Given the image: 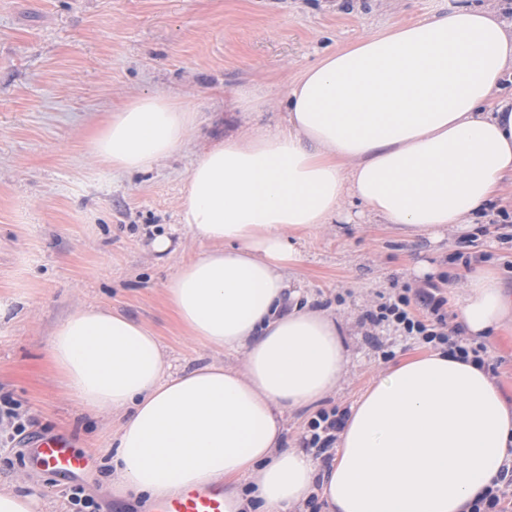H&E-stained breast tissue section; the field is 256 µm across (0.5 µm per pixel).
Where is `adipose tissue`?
Here are the masks:
<instances>
[{
  "instance_id": "adipose-tissue-1",
  "label": "adipose tissue",
  "mask_w": 512,
  "mask_h": 512,
  "mask_svg": "<svg viewBox=\"0 0 512 512\" xmlns=\"http://www.w3.org/2000/svg\"><path fill=\"white\" fill-rule=\"evenodd\" d=\"M512 23L458 6L325 53L287 85L284 123L240 89L248 124L196 151L179 202L206 243L165 285L188 335L244 353L170 373L143 324L85 307L53 330L48 359L89 414L118 417L112 484L162 498L220 483L225 512H468L512 454V409L486 369L439 346L382 369L351 405L332 461L285 444L284 415L324 399L351 353L336 317L293 283L298 245L346 205L441 241L466 230L512 175ZM196 112L169 95H133L88 151L120 174L184 148ZM512 316L492 270L469 274L455 324L479 340Z\"/></svg>"
}]
</instances>
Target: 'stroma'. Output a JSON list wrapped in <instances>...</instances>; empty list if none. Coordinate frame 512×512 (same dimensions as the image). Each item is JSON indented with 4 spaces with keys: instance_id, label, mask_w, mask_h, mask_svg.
Segmentation results:
<instances>
[{
    "instance_id": "35a3bbf8",
    "label": "stroma",
    "mask_w": 512,
    "mask_h": 512,
    "mask_svg": "<svg viewBox=\"0 0 512 512\" xmlns=\"http://www.w3.org/2000/svg\"><path fill=\"white\" fill-rule=\"evenodd\" d=\"M461 0H0V398L63 432L93 455L83 481L104 512H143L146 499L115 492L110 446L114 420L86 413L48 361L50 335L73 309L100 306L160 337L176 370L219 362L242 366L188 336L164 285L185 254L203 243L182 235L165 257L151 249L171 234L198 144L237 130L239 88L260 86L274 102L259 122L275 125L286 80L328 51L424 17ZM176 93L201 124L181 151L130 175L94 163L87 140L113 106L132 94ZM449 296L469 267L489 265L512 294V178L495 209L465 234L441 242L371 223L357 206L307 240L294 270L314 303L331 309L350 336L343 385L321 403L347 410L379 369L419 350L370 310L406 285L415 269ZM495 379L512 405V322L483 341ZM35 497L38 512H73L47 472L16 452L0 453V491Z\"/></svg>"
}]
</instances>
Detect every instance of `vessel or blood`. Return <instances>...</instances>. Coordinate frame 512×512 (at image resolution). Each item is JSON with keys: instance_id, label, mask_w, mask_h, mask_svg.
I'll return each mask as SVG.
<instances>
[{"instance_id": "vessel-or-blood-1", "label": "vessel or blood", "mask_w": 512, "mask_h": 512, "mask_svg": "<svg viewBox=\"0 0 512 512\" xmlns=\"http://www.w3.org/2000/svg\"><path fill=\"white\" fill-rule=\"evenodd\" d=\"M32 468L51 472L62 484L76 481L88 467L90 457L78 452L62 435L36 434L28 444ZM150 512H224V489L214 485L193 489L153 501Z\"/></svg>"}]
</instances>
